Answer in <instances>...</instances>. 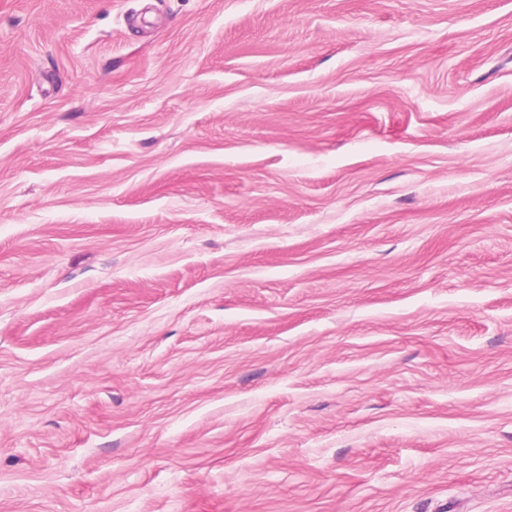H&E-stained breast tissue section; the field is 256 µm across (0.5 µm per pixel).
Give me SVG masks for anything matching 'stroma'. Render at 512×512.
<instances>
[{"instance_id":"1","label":"stroma","mask_w":512,"mask_h":512,"mask_svg":"<svg viewBox=\"0 0 512 512\" xmlns=\"http://www.w3.org/2000/svg\"><path fill=\"white\" fill-rule=\"evenodd\" d=\"M0 512H512V0H0Z\"/></svg>"}]
</instances>
